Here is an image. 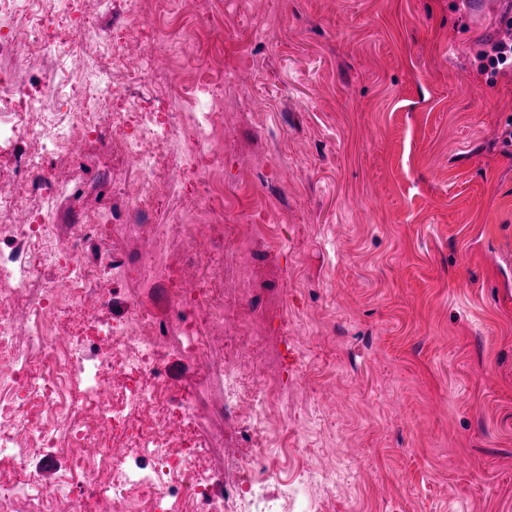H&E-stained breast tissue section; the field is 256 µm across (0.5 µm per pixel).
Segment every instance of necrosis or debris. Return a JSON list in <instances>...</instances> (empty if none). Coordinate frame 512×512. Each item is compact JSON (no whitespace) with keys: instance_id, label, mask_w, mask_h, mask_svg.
Segmentation results:
<instances>
[{"instance_id":"4bbe7bcc","label":"necrosis or debris","mask_w":512,"mask_h":512,"mask_svg":"<svg viewBox=\"0 0 512 512\" xmlns=\"http://www.w3.org/2000/svg\"><path fill=\"white\" fill-rule=\"evenodd\" d=\"M66 4L0 0V112L9 115L0 140L17 145L21 177L20 191L0 192V512H107L109 482L124 493L122 512H139L148 493L150 512H179L186 501L193 512H318L314 490L341 474L308 464L313 450L288 419L270 339L239 315L253 288L224 285L228 269H250L252 227L224 222L221 96L205 77L176 76L156 112H107V100L148 86L155 57L176 41L135 10L127 35L148 37V50L131 57L116 40L100 59L91 22L52 33ZM24 54L43 62L32 90L11 67ZM60 57L83 61L81 73L55 66ZM72 102L79 111L60 112ZM93 140L134 160L138 176L113 202L112 220L60 228L61 210L77 201L46 165ZM175 152L174 171L165 160ZM160 183L185 195V206L165 227L139 223ZM31 196L39 208L27 207ZM19 212L24 222L4 223ZM204 226L216 243L231 241L225 261L213 262ZM122 232L137 237V260L113 253ZM172 239L181 248L175 265ZM186 263L197 272L190 285L180 280ZM128 274L137 287L101 291L103 278ZM160 282L171 286L163 313L149 297ZM115 303L121 317L94 326L105 351L67 334L66 309ZM171 358L192 366L186 388L169 379ZM58 445L69 448L70 465L49 480L30 464Z\"/></svg>"}]
</instances>
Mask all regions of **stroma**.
I'll use <instances>...</instances> for the list:
<instances>
[{"mask_svg": "<svg viewBox=\"0 0 512 512\" xmlns=\"http://www.w3.org/2000/svg\"><path fill=\"white\" fill-rule=\"evenodd\" d=\"M200 42L155 61L224 85V221L250 224L279 366L313 466L342 471L325 512H512V75L474 65L494 18L459 0H170ZM122 37L125 0H73ZM50 178L106 211L128 166L67 153Z\"/></svg>", "mask_w": 512, "mask_h": 512, "instance_id": "35a3bbf8", "label": "stroma"}]
</instances>
